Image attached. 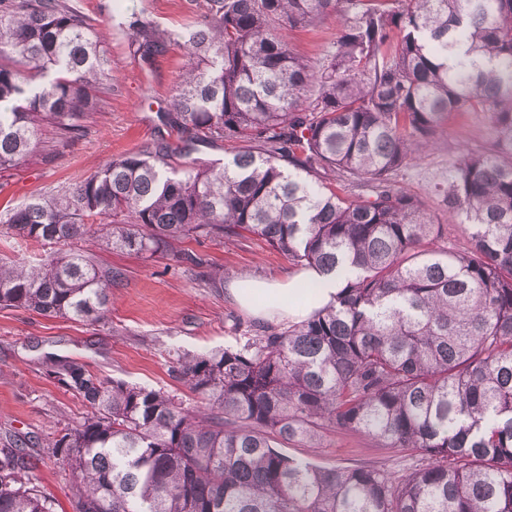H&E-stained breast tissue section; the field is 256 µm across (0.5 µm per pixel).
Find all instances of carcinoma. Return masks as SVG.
<instances>
[{
	"mask_svg": "<svg viewBox=\"0 0 512 512\" xmlns=\"http://www.w3.org/2000/svg\"><path fill=\"white\" fill-rule=\"evenodd\" d=\"M204 0L181 35L166 123L189 140L255 146L224 164L159 141L72 187L9 209L36 261L0 259V306L73 321L107 311L120 270L77 247L151 259L185 240L256 236L295 266L343 277L336 302L237 348L176 356L195 406L70 362L55 377L80 420L47 448L73 478L74 512H512V0ZM334 16L316 64L288 29ZM149 63L169 36L131 17ZM111 92L92 19L72 0H0V170L44 129L76 136ZM489 112L496 137L434 186L469 247L393 176L453 112ZM365 187L367 193H354ZM344 430L418 457L327 468L277 450ZM21 444L0 448V512H54Z\"/></svg>",
	"mask_w": 512,
	"mask_h": 512,
	"instance_id": "1",
	"label": "carcinoma"
}]
</instances>
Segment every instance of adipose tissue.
<instances>
[{
	"label": "adipose tissue",
	"instance_id": "1",
	"mask_svg": "<svg viewBox=\"0 0 512 512\" xmlns=\"http://www.w3.org/2000/svg\"><path fill=\"white\" fill-rule=\"evenodd\" d=\"M306 284L310 294L308 310L314 311L335 301L340 280L316 270L307 271L303 278H292L278 282L250 281L248 287L231 289L233 300L253 315L274 319L297 316V309L289 302L298 291L299 284Z\"/></svg>",
	"mask_w": 512,
	"mask_h": 512
}]
</instances>
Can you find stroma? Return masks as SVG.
Listing matches in <instances>:
<instances>
[{"mask_svg": "<svg viewBox=\"0 0 512 512\" xmlns=\"http://www.w3.org/2000/svg\"><path fill=\"white\" fill-rule=\"evenodd\" d=\"M75 3L107 35L104 50L110 60L112 94L79 135L38 149L25 162L0 171V212L32 196L56 193L107 158L160 140H178L160 115L167 111L187 63L184 49L174 40L167 52L144 64L123 18L139 14L175 37L195 21L199 13L195 0ZM337 29L331 17L313 28L289 31L288 38L302 55L316 62L333 51ZM494 137L490 113H452L435 146L394 176L399 188L422 198L439 219L441 248L463 252L469 227L449 223L431 189L447 179L460 149L484 147ZM82 245L124 274L112 289L104 319L80 323L0 307V444L23 440L35 482L56 500L57 512H72V483L68 470L48 454L46 443L57 428L76 424L81 407L71 392L50 377V370L75 360L108 378L161 389L194 403V396L171 373L173 356L242 344L265 325L231 299L229 285L245 279L280 281L299 272L285 256L253 236L221 244L185 241V248L201 256L203 263L198 267L170 254L147 260L132 252L109 250L94 237ZM218 268L224 272L220 283L209 277ZM282 451L323 467L373 463L398 475L414 463L408 451L380 449L370 439L336 430L326 432L318 446L286 444Z\"/></svg>", "mask_w": 512, "mask_h": 512, "instance_id": "stroma-1", "label": "stroma"}]
</instances>
